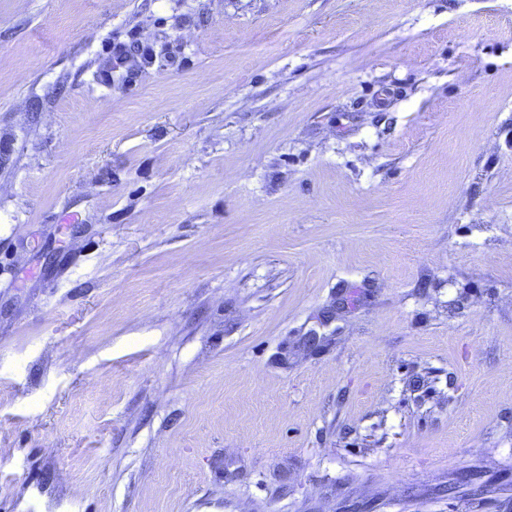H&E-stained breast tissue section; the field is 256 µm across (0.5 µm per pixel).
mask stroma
Segmentation results:
<instances>
[{
	"label": "stroma",
	"instance_id": "stroma-1",
	"mask_svg": "<svg viewBox=\"0 0 512 512\" xmlns=\"http://www.w3.org/2000/svg\"><path fill=\"white\" fill-rule=\"evenodd\" d=\"M0 512H512V0H0Z\"/></svg>",
	"mask_w": 512,
	"mask_h": 512
}]
</instances>
